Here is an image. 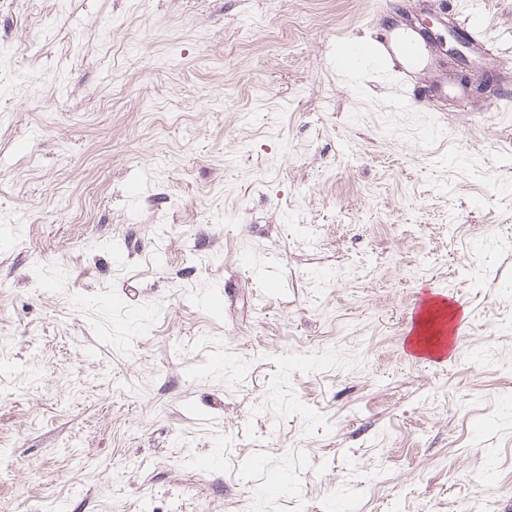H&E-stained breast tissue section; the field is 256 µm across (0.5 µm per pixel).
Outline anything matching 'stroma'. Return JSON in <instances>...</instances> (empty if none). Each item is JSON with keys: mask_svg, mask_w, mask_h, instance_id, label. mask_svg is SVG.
<instances>
[{"mask_svg": "<svg viewBox=\"0 0 512 512\" xmlns=\"http://www.w3.org/2000/svg\"><path fill=\"white\" fill-rule=\"evenodd\" d=\"M383 2L0 0V512H512V0ZM457 29L466 37L473 52L477 54H489V52H491V48L482 37L479 28L470 19H460L457 24ZM394 35L388 31L376 35L370 42L351 43L345 58L351 67L369 63L393 76L402 88V96L395 100L393 109H415L421 103L416 88L409 95L405 88L411 84L413 74L425 63L426 43L419 30L396 28ZM445 309L448 312L443 313L444 319L448 316V328L445 329V324L441 329L434 328L436 325L435 320L431 319L434 315V311L431 309L423 311L417 318L418 333L421 336H417L418 345L423 347V351L428 352L430 355L442 358L445 352L448 353L452 349L451 342V324L455 321L458 316V310L454 309L451 305H447ZM448 332L447 336L445 333Z\"/></svg>", "mask_w": 512, "mask_h": 512, "instance_id": "stroma-1", "label": "stroma"}]
</instances>
